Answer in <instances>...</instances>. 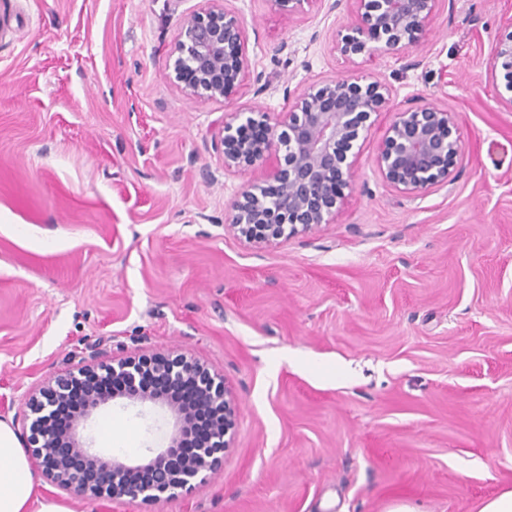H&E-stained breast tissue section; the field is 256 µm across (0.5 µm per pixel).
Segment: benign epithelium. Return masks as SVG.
<instances>
[{"label":"benign epithelium","mask_w":512,"mask_h":512,"mask_svg":"<svg viewBox=\"0 0 512 512\" xmlns=\"http://www.w3.org/2000/svg\"><path fill=\"white\" fill-rule=\"evenodd\" d=\"M212 2L208 10L185 19L168 67L187 94L218 100L232 92L245 58L238 18L218 0ZM351 2L355 19L340 47L347 56L412 49L422 29L433 22L438 0ZM495 61L504 70L505 89L512 93V34L496 47ZM388 101L389 91L381 82L338 76L310 87L275 121L268 112L253 109L237 112L234 120L224 122L225 170L252 167L272 155L277 160L272 173L245 187L232 204L233 231L263 247L300 229L329 223L345 191L352 188L360 132L371 126V117L384 111ZM460 154L451 113L427 105L396 113L376 163L389 184L416 196L452 181ZM147 370L169 384L193 383L197 405L218 412L191 452L181 453L190 426L186 414L140 390ZM107 375L112 377L110 393L99 386ZM76 390L86 408L63 431L57 426L60 406ZM106 406L167 408L172 430L166 444L148 449L146 455L101 456L87 434V423ZM26 407L30 420L27 448L50 485L82 499L130 498L145 503L204 484L231 447L237 416V402L222 375L191 356L161 352L85 362L29 393ZM137 467L150 469L148 483L127 481V472Z\"/></svg>","instance_id":"1"}]
</instances>
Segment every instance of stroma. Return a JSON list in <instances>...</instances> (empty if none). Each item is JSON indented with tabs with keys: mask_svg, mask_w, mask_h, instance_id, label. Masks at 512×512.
<instances>
[{
	"mask_svg": "<svg viewBox=\"0 0 512 512\" xmlns=\"http://www.w3.org/2000/svg\"><path fill=\"white\" fill-rule=\"evenodd\" d=\"M209 0H0V421L81 361L183 353L238 404L208 483L145 505L45 496L70 512H478L512 488V93L494 72L512 0H439L416 47L345 57L350 0H224L246 66L187 95L168 56ZM338 75L378 80L333 221L258 249L228 222L262 166L228 171L219 129L277 115ZM451 112L462 152L412 197L376 166L396 113ZM140 448L158 409L95 414Z\"/></svg>",
	"mask_w": 512,
	"mask_h": 512,
	"instance_id": "1",
	"label": "stroma"
}]
</instances>
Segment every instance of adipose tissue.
Masks as SVG:
<instances>
[{
	"instance_id": "adipose-tissue-1",
	"label": "adipose tissue",
	"mask_w": 512,
	"mask_h": 512,
	"mask_svg": "<svg viewBox=\"0 0 512 512\" xmlns=\"http://www.w3.org/2000/svg\"><path fill=\"white\" fill-rule=\"evenodd\" d=\"M0 512H69L43 498L13 429L0 422Z\"/></svg>"
}]
</instances>
